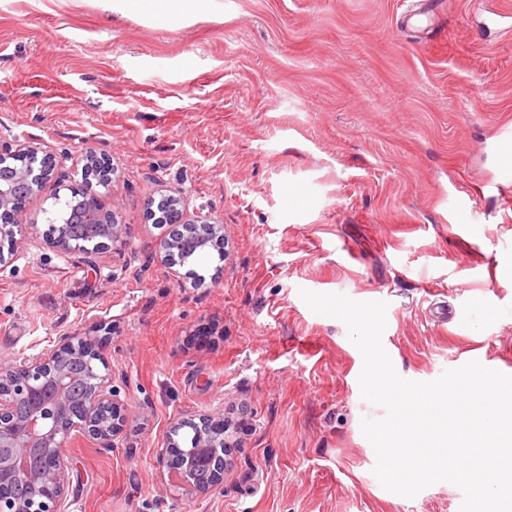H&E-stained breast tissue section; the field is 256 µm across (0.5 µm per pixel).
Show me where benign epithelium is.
Returning a JSON list of instances; mask_svg holds the SVG:
<instances>
[{
	"instance_id": "1",
	"label": "benign epithelium",
	"mask_w": 512,
	"mask_h": 512,
	"mask_svg": "<svg viewBox=\"0 0 512 512\" xmlns=\"http://www.w3.org/2000/svg\"><path fill=\"white\" fill-rule=\"evenodd\" d=\"M83 163L82 171H95L108 186L115 174L108 159L92 150L78 157L56 156L40 146L0 145V243L14 240L18 214L24 203L42 191L67 165ZM158 224L174 226L172 237L160 242L159 258L173 268L183 249H224V227L202 209L189 211L181 198L164 199L151 212ZM50 243L61 253L74 249L75 231L95 242L96 248L121 249L127 245L125 225L93 195L81 193L73 208L54 212L47 219ZM83 358L88 365L86 391L74 403L67 390L69 362ZM126 424V408L112 386V370L95 350L89 336L64 334L54 347L33 357L0 362V512H67L70 478L65 447L79 434L103 448L116 446ZM184 426L197 429L196 447L185 450L177 436ZM42 457L41 466L30 457ZM166 465L175 472L180 486L199 494L208 493L224 475V416L183 418L166 436ZM197 467L213 472L212 482L199 485ZM23 482L32 494L26 499L12 494L14 483Z\"/></svg>"
}]
</instances>
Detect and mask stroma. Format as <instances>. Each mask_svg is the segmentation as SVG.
<instances>
[{
	"label": "stroma",
	"mask_w": 512,
	"mask_h": 512,
	"mask_svg": "<svg viewBox=\"0 0 512 512\" xmlns=\"http://www.w3.org/2000/svg\"><path fill=\"white\" fill-rule=\"evenodd\" d=\"M403 0H214L185 21L97 0H0V141L107 157L30 199L0 264V361L58 336L99 343L128 413L113 448L70 439L68 512H459L460 488L382 487L361 430L346 325L300 290L387 304L397 373L430 382L476 360L512 375V0H444L432 33ZM78 188L125 248L63 254L54 197ZM185 196L223 254L166 268ZM446 302L447 324L430 320ZM223 412L231 464L204 495L160 452L179 419ZM148 205L156 224L174 226L172 237L159 244L160 261L169 269L178 264L179 254L184 248L208 250L215 247L224 250V227L217 224L209 212L199 209L190 214L188 203L181 198L161 200L157 204L159 216L152 210V202Z\"/></svg>",
	"instance_id": "stroma-1"
}]
</instances>
